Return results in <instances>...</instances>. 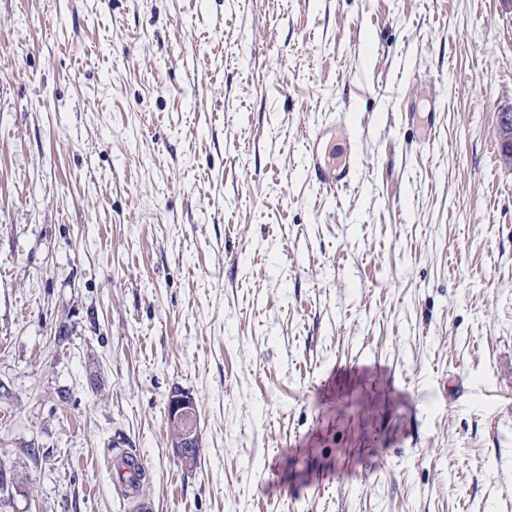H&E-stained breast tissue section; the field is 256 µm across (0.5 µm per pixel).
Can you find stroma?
Masks as SVG:
<instances>
[{"label": "stroma", "instance_id": "stroma-1", "mask_svg": "<svg viewBox=\"0 0 512 512\" xmlns=\"http://www.w3.org/2000/svg\"><path fill=\"white\" fill-rule=\"evenodd\" d=\"M509 108L504 0H0V512H512ZM500 151L511 166L512 163V112H501L498 116ZM343 125L341 118L327 120L313 130L309 141L307 168L310 178L318 187L330 192H336L349 185L355 173L356 160L350 139L345 142V148L341 149L337 162L335 159L326 161L320 152L322 141ZM168 416L170 424L176 431L174 447L178 455L186 465L194 466L195 452L201 454L200 442L194 448L199 438L197 405L194 397L187 392H173L168 399Z\"/></svg>", "mask_w": 512, "mask_h": 512}]
</instances>
